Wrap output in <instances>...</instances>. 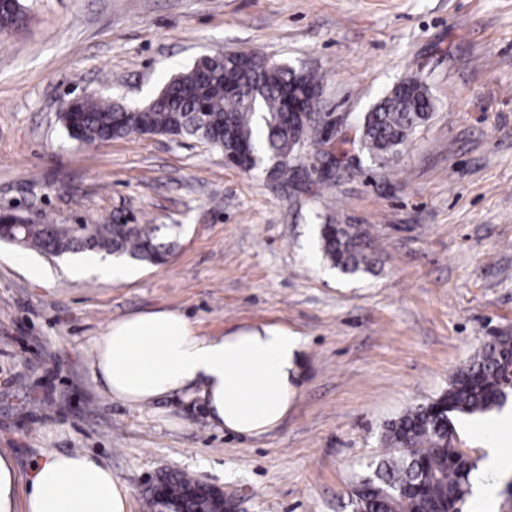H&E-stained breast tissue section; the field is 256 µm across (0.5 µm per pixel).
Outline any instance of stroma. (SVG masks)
I'll return each mask as SVG.
<instances>
[{"mask_svg":"<svg viewBox=\"0 0 512 512\" xmlns=\"http://www.w3.org/2000/svg\"><path fill=\"white\" fill-rule=\"evenodd\" d=\"M0 35V212L57 224L160 226L161 265L126 280L0 242V452L19 483L48 453L83 452L129 491L161 473L223 487L235 512H352L386 455L384 426L444 393L512 336V0H22ZM252 52L321 79L316 134L354 133L394 84L434 102L396 161L355 151L331 178L285 187L190 138L84 146L58 120L92 92L147 104L204 54ZM357 224L371 272L330 273L324 222ZM183 314L200 335L275 324L303 340L296 395L273 431L215 429L198 401L111 399L88 351L118 318ZM495 412L457 428L483 459ZM19 6L25 7L21 0ZM19 6L12 5L0 6V33L9 34L20 30L27 23V14L20 10ZM25 9V8H24Z\"/></svg>","mask_w":512,"mask_h":512,"instance_id":"1","label":"stroma"}]
</instances>
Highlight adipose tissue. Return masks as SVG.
Wrapping results in <instances>:
<instances>
[{
  "mask_svg": "<svg viewBox=\"0 0 512 512\" xmlns=\"http://www.w3.org/2000/svg\"><path fill=\"white\" fill-rule=\"evenodd\" d=\"M302 345L298 333L279 325L203 337L182 314L163 309L113 321L89 358L110 397L130 405L197 398L216 428L256 437L287 417ZM17 481L0 455V512H128L127 488L82 452L35 464L24 496L16 494Z\"/></svg>",
  "mask_w": 512,
  "mask_h": 512,
  "instance_id": "adipose-tissue-1",
  "label": "adipose tissue"
}]
</instances>
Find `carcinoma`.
I'll list each match as a JSON object with an SVG mask.
<instances>
[{"mask_svg": "<svg viewBox=\"0 0 512 512\" xmlns=\"http://www.w3.org/2000/svg\"><path fill=\"white\" fill-rule=\"evenodd\" d=\"M25 11L0 6V33L20 30ZM235 58L223 56L199 77V64L174 75L161 89L163 100L147 114L139 107L84 99L76 112L60 113V120L77 142L98 144L144 129L150 118L158 134L194 138L224 151L242 170L249 168L252 152L276 166L277 178L294 182L290 165L298 143L283 120L284 91L294 71L260 56L237 68L238 92L220 95L224 68ZM433 109L424 82L409 78L394 86L360 123L359 135L336 144V154L352 145L379 163L388 164L410 141L414 130ZM160 228L152 224H27L18 233L19 244L40 254L62 249L64 254L88 252L150 264L167 261L171 245L158 241ZM320 248L325 259L341 273L370 271L367 233L355 224H323ZM512 389V336H497L452 378L448 390L434 401L406 411L389 422L383 443L394 454L380 460L373 477L365 478L351 493L353 512H463L472 494L471 477L477 460L460 446L452 416L484 414L505 405ZM170 500L188 497L198 480L183 473L160 476Z\"/></svg>", "mask_w": 512, "mask_h": 512, "instance_id": "carcinoma-1", "label": "carcinoma"}]
</instances>
